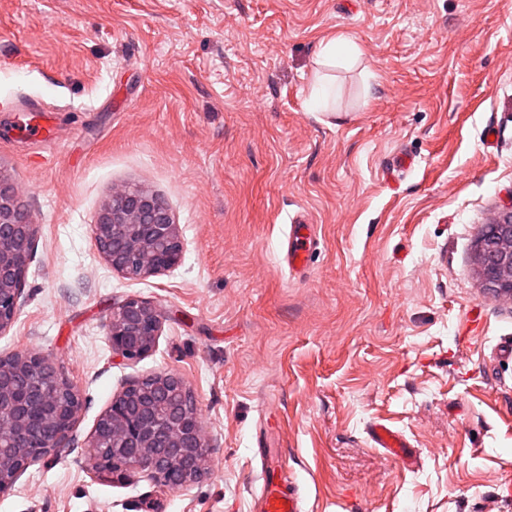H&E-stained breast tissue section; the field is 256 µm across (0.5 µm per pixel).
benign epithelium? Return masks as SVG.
I'll list each match as a JSON object with an SVG mask.
<instances>
[{
    "mask_svg": "<svg viewBox=\"0 0 512 512\" xmlns=\"http://www.w3.org/2000/svg\"><path fill=\"white\" fill-rule=\"evenodd\" d=\"M511 213L505 211L498 224L484 225V237L512 239ZM92 235L106 262L129 279L169 270L182 259L180 225L160 197L142 189L112 193ZM36 236L37 225L0 175L1 335L11 329L20 308ZM477 267L488 293L512 289V249L498 252L479 243ZM161 326L160 310L136 298L112 306L105 321L112 352L127 360L150 353ZM81 407L75 386L58 376L41 353L24 350L0 357V494L12 489L31 461L57 457L74 446ZM206 447L192 394L171 372L127 384L84 443L90 473L140 469L162 486L175 468L183 486L200 479Z\"/></svg>",
    "mask_w": 512,
    "mask_h": 512,
    "instance_id": "7a95c632",
    "label": "benign epithelium"
}]
</instances>
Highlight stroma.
<instances>
[{
    "mask_svg": "<svg viewBox=\"0 0 512 512\" xmlns=\"http://www.w3.org/2000/svg\"><path fill=\"white\" fill-rule=\"evenodd\" d=\"M350 35L327 107L321 42ZM0 173L39 234L0 356L31 349L82 400L77 448L32 463L0 512H255L256 433L304 512H477L512 476V297L484 292L480 229L512 209V0H0ZM495 130L494 144L486 133ZM414 159L390 178L395 151ZM144 189L182 234L178 266L113 270L91 232L114 189ZM318 243L281 263L290 216ZM162 313L152 351L113 354L114 304ZM184 379L208 448L169 490L99 480L82 445L124 384ZM400 431L413 456L369 440ZM498 512H512L501 496ZM361 50L355 40L345 34H338L322 46L315 61L316 69L313 72V96L315 104L325 100L326 82L328 73L336 66H352L360 57ZM369 436L376 447L383 448L384 453L392 459L403 458L405 448H409L402 434L384 424H374L370 428Z\"/></svg>",
    "mask_w": 512,
    "mask_h": 512,
    "instance_id": "stroma-1",
    "label": "stroma"
}]
</instances>
